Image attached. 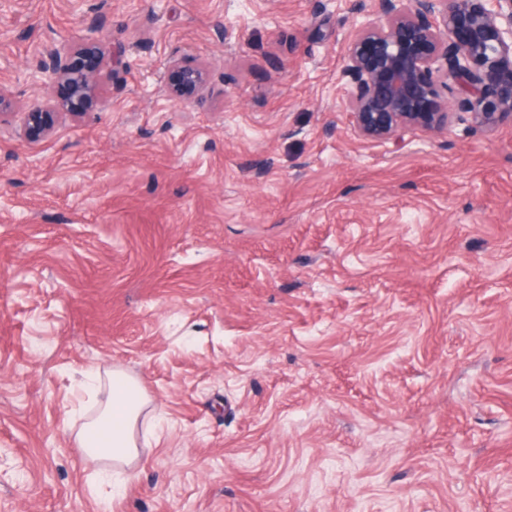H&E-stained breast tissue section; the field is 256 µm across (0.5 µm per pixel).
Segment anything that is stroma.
Instances as JSON below:
<instances>
[{"label":"stroma","instance_id":"obj_1","mask_svg":"<svg viewBox=\"0 0 512 512\" xmlns=\"http://www.w3.org/2000/svg\"><path fill=\"white\" fill-rule=\"evenodd\" d=\"M95 3L123 64L30 138ZM376 6L0 0V512H512V123L358 136ZM97 366L148 398L117 496L76 441ZM169 70L172 78L166 83L164 92L174 99H190L206 83V73L201 67L183 65L180 59L172 60Z\"/></svg>","mask_w":512,"mask_h":512}]
</instances>
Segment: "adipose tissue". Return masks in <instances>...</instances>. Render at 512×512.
Instances as JSON below:
<instances>
[{
  "instance_id": "1",
  "label": "adipose tissue",
  "mask_w": 512,
  "mask_h": 512,
  "mask_svg": "<svg viewBox=\"0 0 512 512\" xmlns=\"http://www.w3.org/2000/svg\"><path fill=\"white\" fill-rule=\"evenodd\" d=\"M146 405L139 381L113 370L100 412L77 435L86 460H105L117 469L131 467L139 456L135 433Z\"/></svg>"
}]
</instances>
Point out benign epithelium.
<instances>
[{
    "label": "benign epithelium",
    "mask_w": 512,
    "mask_h": 512,
    "mask_svg": "<svg viewBox=\"0 0 512 512\" xmlns=\"http://www.w3.org/2000/svg\"><path fill=\"white\" fill-rule=\"evenodd\" d=\"M103 29L98 14L76 44L41 45L32 80L61 93L28 105V134L46 136L60 114L101 101L104 78L121 64L104 50ZM169 70L164 92L174 99H190L206 83L199 66L174 59ZM338 79L350 88L354 130L377 143L402 131L440 133L451 112L478 127L512 119V0H378L355 21Z\"/></svg>",
    "instance_id": "7a95c632"
}]
</instances>
